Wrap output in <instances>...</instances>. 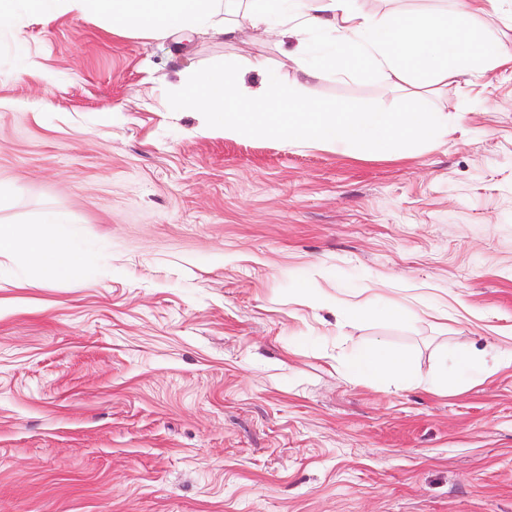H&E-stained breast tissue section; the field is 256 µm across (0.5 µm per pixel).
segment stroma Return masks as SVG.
<instances>
[{
    "mask_svg": "<svg viewBox=\"0 0 512 512\" xmlns=\"http://www.w3.org/2000/svg\"><path fill=\"white\" fill-rule=\"evenodd\" d=\"M310 41L0 30V225L58 213L84 263L30 287L0 256V512H512V65L424 93L448 135L391 160L164 106L248 56L293 83ZM306 93L413 97L372 69ZM376 294L411 317L337 322ZM380 344L406 372L349 376Z\"/></svg>",
    "mask_w": 512,
    "mask_h": 512,
    "instance_id": "stroma-1",
    "label": "stroma"
}]
</instances>
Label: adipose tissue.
Here are the masks:
<instances>
[{
	"label": "adipose tissue",
	"instance_id": "adipose-tissue-1",
	"mask_svg": "<svg viewBox=\"0 0 512 512\" xmlns=\"http://www.w3.org/2000/svg\"><path fill=\"white\" fill-rule=\"evenodd\" d=\"M35 16L58 13L101 19L115 35L141 34L162 41L176 33L214 39L235 36L248 26L266 34L287 29L322 32L328 48L320 56L328 71L372 67L415 90H441L460 78L490 72L512 62V52L483 37L474 25L501 0H459L452 11L390 12L374 15L358 0H244L239 19L227 16L225 0H23ZM56 216L33 224H1L0 255H11L34 270L36 283L78 279L80 265L58 233ZM407 362L387 347L361 351L350 372L383 379L405 371Z\"/></svg>",
	"mask_w": 512,
	"mask_h": 512
}]
</instances>
